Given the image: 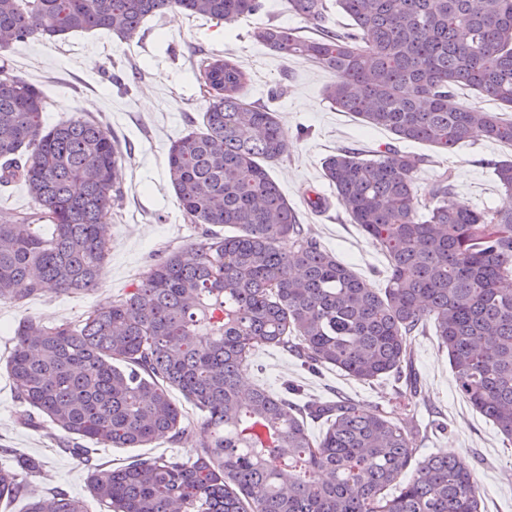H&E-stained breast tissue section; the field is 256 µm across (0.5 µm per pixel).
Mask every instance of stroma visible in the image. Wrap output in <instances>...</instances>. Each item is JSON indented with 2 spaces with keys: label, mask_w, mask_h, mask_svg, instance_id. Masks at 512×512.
<instances>
[{
  "label": "stroma",
  "mask_w": 512,
  "mask_h": 512,
  "mask_svg": "<svg viewBox=\"0 0 512 512\" xmlns=\"http://www.w3.org/2000/svg\"><path fill=\"white\" fill-rule=\"evenodd\" d=\"M284 2L265 0L263 11L232 22L170 12L149 19L141 36L130 42L113 40L99 30L78 32L59 42L31 39L9 53L14 74L46 96V126L95 117L116 136L123 154L124 200L112 211L99 287L89 294L35 297L21 305L0 301V447L18 449L42 462L41 472L29 478L34 489L63 487L86 499L90 512H100L89 499L85 467L61 450L63 436L56 426L45 419L32 430L15 421L17 404L6 368L15 330L27 316L50 326L78 320L130 288L159 253L203 241L205 225L185 221L166 175L171 142L203 126L208 97L193 73L201 57L230 56L248 70L249 101L270 105L288 139L287 155L268 167L271 177L298 209L310 234L373 288L386 285V261L356 225L347 223L322 176L323 158L336 149L375 150L389 144L423 154L427 162L415 180L419 197H428L436 180L447 173L456 200L464 205L500 209L512 204L492 168L495 161L512 155L511 147L478 139L453 152L438 153L422 143L397 140L388 131L366 127L334 110L323 95L331 79L327 71L300 59L280 58L258 45L252 31L264 24L305 28V21L288 12ZM315 193L328 205L313 214L304 198ZM409 346L421 380L410 404L396 399L391 382L361 383L330 368L313 372L294 356L266 345L255 349L243 378L248 385L273 390L298 385L307 401L322 402L340 392L365 406L383 408L410 426L437 422V429L420 443L423 453L461 456L478 480L484 512H512V443L459 396L448 352L434 335L411 337Z\"/></svg>",
  "instance_id": "35a3bbf8"
}]
</instances>
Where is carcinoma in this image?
<instances>
[{"label": "carcinoma", "instance_id": "1", "mask_svg": "<svg viewBox=\"0 0 512 512\" xmlns=\"http://www.w3.org/2000/svg\"><path fill=\"white\" fill-rule=\"evenodd\" d=\"M311 37L275 24L253 40L333 76L338 112L442 152L479 137L512 146V0H336L349 24L326 26L329 0H286ZM265 0H0V55L34 38L105 30L131 40L149 17L183 11L234 21ZM208 94L204 129L173 141L167 173L191 224L233 227L190 250L164 253L125 293L77 323L27 317L7 362L19 424L48 417L63 451L87 469L105 512H482L464 459L419 454L420 430L345 398L301 405L298 388L241 387L260 345L311 370L362 382L405 381L416 393L407 338L432 327L448 350L459 395L512 440V209L454 199L449 176L423 201L422 155L395 147L362 159L339 148L323 161L347 220L387 261L378 291L309 236L265 164L288 153L274 111L245 99L247 71L230 57L197 63ZM499 111L463 104L459 91ZM47 99L0 65V184L21 181L38 206L0 212V301L92 292L107 257V222L123 200L122 151L95 119L46 128ZM512 193V159L493 165ZM200 411L209 438L196 457L135 456L112 467L102 448L180 442ZM323 419L314 438L307 419ZM36 459L0 466V500L24 512H88L56 486L36 493Z\"/></svg>", "mask_w": 512, "mask_h": 512}]
</instances>
